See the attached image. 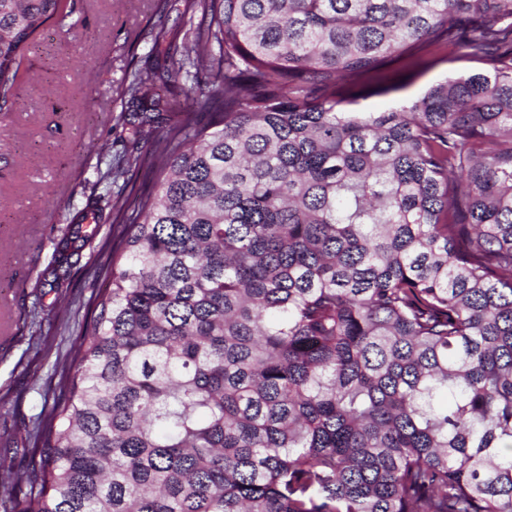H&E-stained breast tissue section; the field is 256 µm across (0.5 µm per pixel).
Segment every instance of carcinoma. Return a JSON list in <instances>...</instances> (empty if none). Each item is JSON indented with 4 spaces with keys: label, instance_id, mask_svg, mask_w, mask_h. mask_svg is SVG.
<instances>
[{
    "label": "carcinoma",
    "instance_id": "obj_1",
    "mask_svg": "<svg viewBox=\"0 0 512 512\" xmlns=\"http://www.w3.org/2000/svg\"><path fill=\"white\" fill-rule=\"evenodd\" d=\"M123 224L4 512H512V0H164ZM62 0H0V112ZM181 53L179 62L174 55ZM484 68L386 112L359 81ZM195 121L158 84L180 73ZM102 209L49 267L65 280Z\"/></svg>",
    "mask_w": 512,
    "mask_h": 512
}]
</instances>
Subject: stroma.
Listing matches in <instances>:
<instances>
[{"instance_id": "1", "label": "stroma", "mask_w": 512, "mask_h": 512, "mask_svg": "<svg viewBox=\"0 0 512 512\" xmlns=\"http://www.w3.org/2000/svg\"><path fill=\"white\" fill-rule=\"evenodd\" d=\"M64 24H51L24 58L17 90L26 105L0 112V455L15 469L32 417L49 412L40 393L58 353L77 325L68 313L88 301L101 244L118 234L105 214L96 238L57 285L46 269L54 245L87 203L102 193L100 165L146 150L118 123L128 73L151 66V33L162 0H74ZM481 63L453 56L424 57L389 68V91L359 98L360 108L383 112L406 105L447 77L480 71Z\"/></svg>"}]
</instances>
